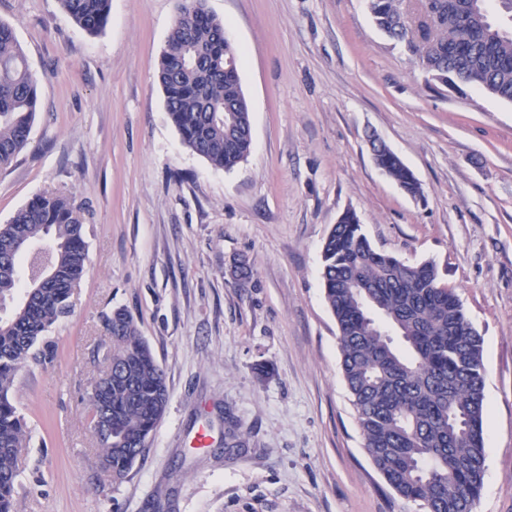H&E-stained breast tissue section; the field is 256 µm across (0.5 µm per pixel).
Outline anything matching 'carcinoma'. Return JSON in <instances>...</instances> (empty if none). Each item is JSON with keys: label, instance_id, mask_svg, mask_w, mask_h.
Masks as SVG:
<instances>
[{"label": "carcinoma", "instance_id": "obj_1", "mask_svg": "<svg viewBox=\"0 0 512 512\" xmlns=\"http://www.w3.org/2000/svg\"><path fill=\"white\" fill-rule=\"evenodd\" d=\"M90 34L108 23L110 0H59ZM376 26L403 44L443 86H471L512 102V30L493 23L477 0H427L417 20L400 0H367ZM224 21L202 0H178L157 67L165 106L182 144L216 168L230 170L252 149L251 118L234 43ZM38 107L37 84L13 28L0 22V166L28 144ZM375 163L407 194L421 195L396 155ZM29 246L33 277L42 246L55 270L41 288L20 292V247ZM86 230L74 200L47 192L0 225V512H18L22 450L30 445L24 416L9 393L19 370L49 359L47 333L71 313L72 290L85 272ZM322 280L336 320L341 372L364 447L387 485L421 512H473L485 471L483 338L431 260L407 263L377 251L361 220L347 210L322 246ZM112 338L105 388L88 393V425L100 466L124 479L141 457L167 404L166 375L134 317H105Z\"/></svg>", "mask_w": 512, "mask_h": 512}]
</instances>
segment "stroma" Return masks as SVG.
I'll return each instance as SVG.
<instances>
[{"label":"stroma","instance_id":"stroma-1","mask_svg":"<svg viewBox=\"0 0 512 512\" xmlns=\"http://www.w3.org/2000/svg\"><path fill=\"white\" fill-rule=\"evenodd\" d=\"M207 7L240 51L251 112V153L230 170L186 149L165 109L156 68L177 0H111L95 35L58 0H0L39 96L28 145L0 169V224L55 191L89 228L74 310L49 333L54 356L11 392L31 429L22 512H417L373 466L341 374L322 245L349 209L378 251L434 260L481 334L474 512H512V103L436 85L365 0ZM373 136L420 197L376 166ZM118 307L163 367L169 401L115 482L86 404ZM228 413L236 448L224 445Z\"/></svg>","mask_w":512,"mask_h":512}]
</instances>
